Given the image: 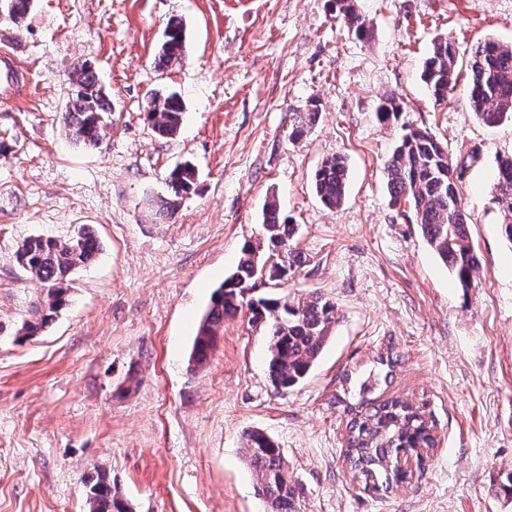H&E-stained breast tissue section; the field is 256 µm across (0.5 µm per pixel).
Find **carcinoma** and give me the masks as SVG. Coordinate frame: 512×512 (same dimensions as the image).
<instances>
[{"label":"carcinoma","mask_w":512,"mask_h":512,"mask_svg":"<svg viewBox=\"0 0 512 512\" xmlns=\"http://www.w3.org/2000/svg\"><path fill=\"white\" fill-rule=\"evenodd\" d=\"M336 20L360 41L371 36L364 15L353 0H336ZM183 24L170 22L157 55V66L172 67L184 57ZM467 97L471 111L486 125L512 120V46L487 39L473 45L466 63ZM421 78L437 102H443L458 84V55L446 39L433 43L423 63ZM78 92L71 96L65 126L73 138L85 145L100 143L108 126L112 106L93 66L83 64L75 73ZM151 99L155 108L147 112L154 133L170 138L179 130L184 105L175 91L156 92ZM400 102L391 97L377 109L384 125L399 121ZM318 119L312 108L293 113L292 136L302 137ZM390 202L410 207L423 237L456 278L464 292L478 286L479 259L469 243L470 219L461 207L458 181L465 166L453 164L448 150L426 129L405 130L385 164ZM199 178L197 166L190 160L176 164L166 181L169 197L161 200L157 213L172 218L181 200ZM348 170L340 158L325 161L314 173L317 196L327 206L345 199ZM491 201L502 212V235L512 245V156L501 158L491 189ZM263 242L247 243L236 270L215 290L211 305L194 339L190 361L194 368L207 363L224 318L249 311L248 323L268 336L267 371L272 384L288 390L301 384L321 355L329 330L336 322V304L312 295L296 302L275 294L244 296L260 278L277 282L292 276L302 265L294 242L299 225L279 215L273 201L263 209ZM98 240L83 231L68 240L34 236L23 240L15 252L24 271L42 282L48 292L39 302L34 318L24 322L23 336L34 337L52 322L67 304L66 281L70 274L88 265L98 253ZM398 362L393 350L378 354L376 369L359 379L353 389L336 396V404L348 416L344 461L351 472L370 478L374 487L387 492L405 479L398 467L400 448H433L437 440L432 425L416 405L392 397L379 400L375 390L388 382ZM246 461L256 481V492L270 512H298L296 487L288 474L283 451L265 432L251 429L243 436ZM88 512H122L112 497V485L101 477L89 486Z\"/></svg>","instance_id":"cac0c4a2"}]
</instances>
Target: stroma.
<instances>
[{"label":"stroma","mask_w":512,"mask_h":512,"mask_svg":"<svg viewBox=\"0 0 512 512\" xmlns=\"http://www.w3.org/2000/svg\"><path fill=\"white\" fill-rule=\"evenodd\" d=\"M372 37L340 28L334 0H33L21 22L0 14V49L23 80L0 82V512H87L107 477L126 512H266L242 436L268 433L297 487L299 512H512V246L491 201L512 122L485 125L465 85L435 102L421 79L435 40L467 58L478 41L512 44V0H355ZM185 56L159 69L170 19ZM92 62L111 103L99 146L73 140L62 116L71 77ZM182 98L176 137L154 136L147 102ZM402 119L466 160L461 204L481 265L463 293L413 219L389 202L385 163ZM318 108L302 138L291 115ZM344 159V201L325 207L313 174ZM199 169L175 219H159L178 162ZM276 199L299 225L304 263L279 286L336 304L323 353L299 386L272 385L266 338L225 319L205 367L190 353L216 287ZM89 228L94 261L69 278L70 301L40 336L20 328L46 294L19 268L26 238ZM400 360L381 395L425 411L437 444L393 491L365 488L343 461L347 377L379 351Z\"/></svg>","instance_id":"1"}]
</instances>
